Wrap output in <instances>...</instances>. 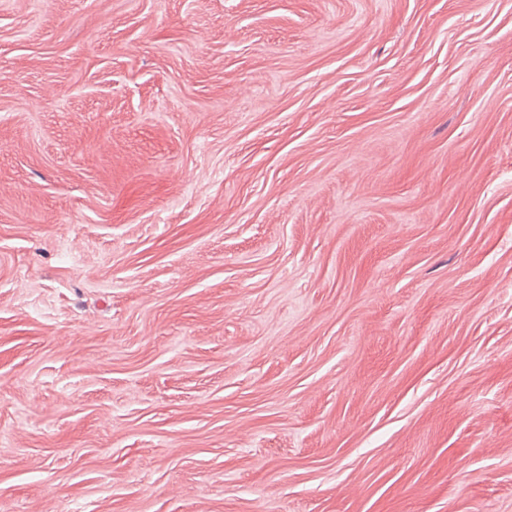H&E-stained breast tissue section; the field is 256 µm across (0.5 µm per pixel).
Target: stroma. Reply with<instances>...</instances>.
Segmentation results:
<instances>
[{
	"label": "stroma",
	"instance_id": "35a3bbf8",
	"mask_svg": "<svg viewBox=\"0 0 512 512\" xmlns=\"http://www.w3.org/2000/svg\"><path fill=\"white\" fill-rule=\"evenodd\" d=\"M0 512H512V0H0Z\"/></svg>",
	"mask_w": 512,
	"mask_h": 512
}]
</instances>
